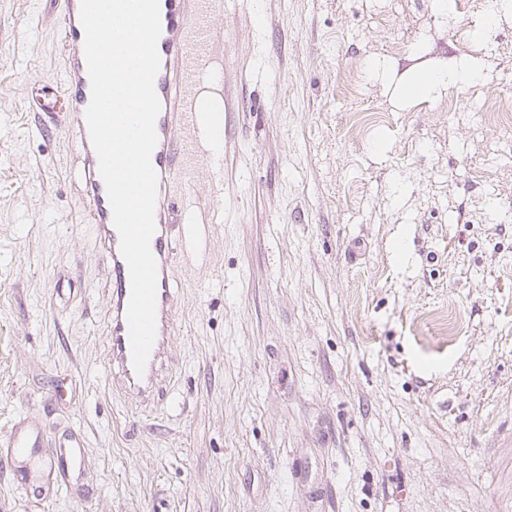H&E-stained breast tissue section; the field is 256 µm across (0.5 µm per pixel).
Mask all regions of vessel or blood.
Wrapping results in <instances>:
<instances>
[{
  "mask_svg": "<svg viewBox=\"0 0 512 512\" xmlns=\"http://www.w3.org/2000/svg\"><path fill=\"white\" fill-rule=\"evenodd\" d=\"M221 0H160L162 33L157 48L161 68L155 90L161 110L155 122L157 145L152 164L158 176L155 233L151 250L158 264L157 331L144 374H136L131 359L127 323L130 276L119 250V235L112 222V211L99 163L85 122L90 101L80 0H61L68 46L66 76L61 104L44 103L40 110L47 123L75 138L88 165L89 196L100 252L107 264L111 322L107 331L116 367L126 391L142 404H151L164 366L169 360L175 333L176 300L170 288L176 272L171 229L176 222L173 197L176 170L194 164L195 156L183 153L182 141L203 146L212 128L222 125L230 110L224 90L213 87L214 61L210 44L218 32L208 19ZM0 459L28 463V486L37 492L61 491L84 467L82 444L65 434L49 437L43 429L16 420L5 439L0 440Z\"/></svg>",
  "mask_w": 512,
  "mask_h": 512,
  "instance_id": "obj_1",
  "label": "vessel or blood"
}]
</instances>
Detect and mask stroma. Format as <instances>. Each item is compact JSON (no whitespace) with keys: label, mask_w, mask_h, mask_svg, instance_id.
<instances>
[{"label":"stroma","mask_w":512,"mask_h":512,"mask_svg":"<svg viewBox=\"0 0 512 512\" xmlns=\"http://www.w3.org/2000/svg\"><path fill=\"white\" fill-rule=\"evenodd\" d=\"M224 0V166L181 170L170 366L112 371L84 157L29 99L59 0H0V438L83 437L86 495L0 512H499L512 502V8ZM475 65L424 99L423 70Z\"/></svg>","instance_id":"stroma-1"}]
</instances>
